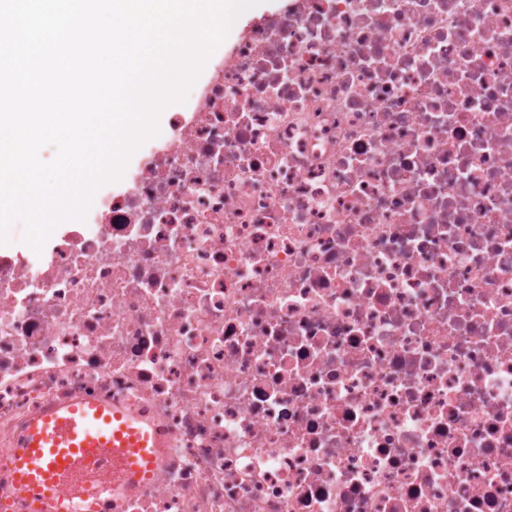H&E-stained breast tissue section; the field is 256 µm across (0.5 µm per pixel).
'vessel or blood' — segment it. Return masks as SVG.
<instances>
[{
  "label": "vessel or blood",
  "instance_id": "obj_1",
  "mask_svg": "<svg viewBox=\"0 0 512 512\" xmlns=\"http://www.w3.org/2000/svg\"><path fill=\"white\" fill-rule=\"evenodd\" d=\"M164 446L149 417L124 406H52L28 424L11 480L16 494L36 503L40 512H72L73 478L88 456H97L103 471L119 468L121 480L105 483L108 495L116 497L151 476Z\"/></svg>",
  "mask_w": 512,
  "mask_h": 512
}]
</instances>
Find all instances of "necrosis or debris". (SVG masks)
Segmentation results:
<instances>
[{
  "label": "necrosis or debris",
  "instance_id": "1",
  "mask_svg": "<svg viewBox=\"0 0 512 512\" xmlns=\"http://www.w3.org/2000/svg\"><path fill=\"white\" fill-rule=\"evenodd\" d=\"M40 252L0 244V482L149 413L96 512H512V0H284ZM20 447L10 471L16 494L36 503L41 512H71L77 496L73 478L88 456H97L103 472L112 467L122 472L120 481H105L112 501L151 476L166 443L145 414L121 405L72 402L34 418Z\"/></svg>",
  "mask_w": 512,
  "mask_h": 512
}]
</instances>
